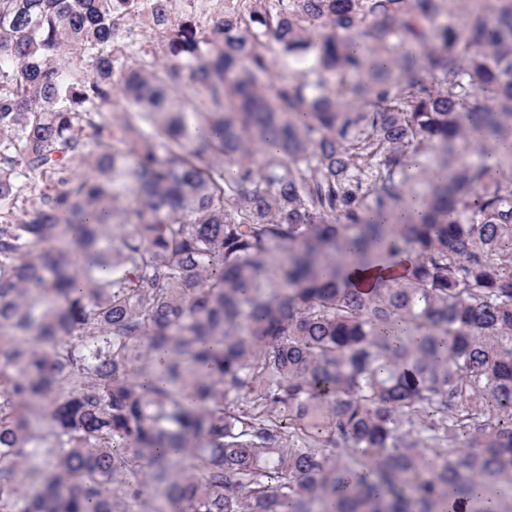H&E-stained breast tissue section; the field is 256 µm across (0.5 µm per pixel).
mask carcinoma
Masks as SVG:
<instances>
[{"label": "carcinoma", "instance_id": "cac0c4a2", "mask_svg": "<svg viewBox=\"0 0 512 512\" xmlns=\"http://www.w3.org/2000/svg\"><path fill=\"white\" fill-rule=\"evenodd\" d=\"M458 504L512 512V0H0V512Z\"/></svg>", "mask_w": 512, "mask_h": 512}]
</instances>
